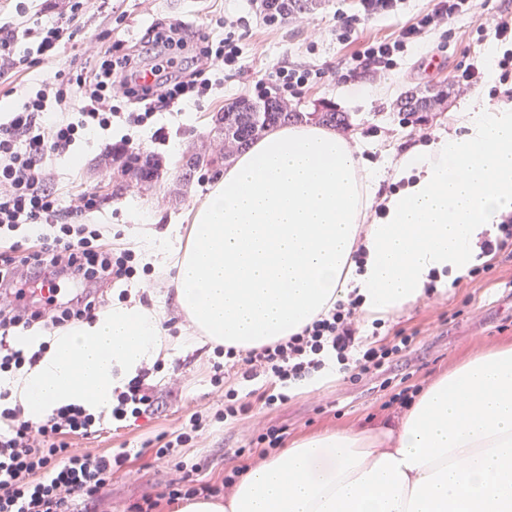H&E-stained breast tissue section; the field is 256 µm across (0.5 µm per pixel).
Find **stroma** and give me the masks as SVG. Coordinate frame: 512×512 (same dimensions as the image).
<instances>
[{
  "instance_id": "35a3bbf8",
  "label": "stroma",
  "mask_w": 512,
  "mask_h": 512,
  "mask_svg": "<svg viewBox=\"0 0 512 512\" xmlns=\"http://www.w3.org/2000/svg\"><path fill=\"white\" fill-rule=\"evenodd\" d=\"M354 5V0H314L309 11L267 26L254 0H89L87 9L73 22L79 38L63 46L62 59H79V39L84 35L121 39L130 45L156 23L178 19L193 27L216 25L224 18L233 22L228 32L235 36L239 59L235 67L219 75L205 97L183 102L180 110L157 113L142 127L113 125L78 141L71 154L53 159V187L61 201L83 191L95 193L99 208L88 216V223L124 247H137L138 231L148 226L161 230L170 224H190L214 175L197 173L190 181L177 180L182 163L190 153L212 146L217 117L237 98H255L256 80L279 64H303L323 71L322 79L291 96L290 108L314 112L329 104L346 113L349 124L341 129V136L364 142L372 160L404 153L448 133L452 113L469 102L453 90L457 69L469 63L482 66L491 49L500 48L491 15L499 10L512 12V0H491L487 9L455 21L452 33H429L423 43L399 54L395 67L381 77L350 75L352 54L363 43L395 38L430 2L405 0L401 13L367 23L350 43L338 42L327 30L337 8L350 10ZM58 13L55 0H0V25L44 26L53 23ZM228 32L217 25L214 30L220 38ZM434 58L441 66L432 70L427 63ZM52 72V65L43 64L0 78V113L9 112ZM412 90H430L443 95L445 101L425 113L423 121L408 119L396 103ZM159 128L165 134L161 140L153 137ZM126 134L146 142L148 155L159 159L161 169L152 181L121 176L119 163L113 162L109 146ZM170 276L164 268L137 274L126 286H106L104 299L114 301L124 291L143 305H162L170 334H178L189 330L190 323L168 287ZM400 331L414 335L415 340L389 364L385 377L354 379L335 366H326L290 385L284 402L268 406L257 401L240 420L212 422L189 443L184 460L200 463L201 479L222 480L239 463L260 464L254 447L264 429L283 430L287 440L293 441L370 419L382 421L396 414L389 401L402 389L425 388L465 356L512 343V259L496 260L489 273L464 278L432 297L404 306L386 318L380 334L390 339ZM214 348L213 341L200 335L168 358L156 360L148 379L155 394L151 414L121 427L104 423L102 431L89 438H70L69 450L74 454L107 455L116 448L133 452L126 466L89 502L86 512H125L130 503L165 492L180 473L174 460L156 457V436L176 433L194 412H216L225 390L234 389L241 395L253 390V383L233 372L225 376L222 388L212 386ZM240 448L245 455L239 459L234 452Z\"/></svg>"
}]
</instances>
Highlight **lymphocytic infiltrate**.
I'll return each instance as SVG.
<instances>
[{
    "mask_svg": "<svg viewBox=\"0 0 512 512\" xmlns=\"http://www.w3.org/2000/svg\"><path fill=\"white\" fill-rule=\"evenodd\" d=\"M84 2L64 0L61 22L39 29L32 55H15L19 31L1 25L0 69L26 71L57 57L60 44L75 35L70 22ZM404 3L360 0L357 12H337L330 34L347 41L359 25L399 13ZM477 7V0H435L395 39L364 44L351 58L353 71L390 70L396 55L428 33L450 28ZM141 43L140 52L123 53L118 44L103 38L85 39L79 71L58 69L0 122V292L14 297L12 303L0 305V376L34 366L43 355L39 348L16 347L15 328L50 331L90 319L102 303L100 283L127 281L137 273L132 249L113 246L99 229L81 223V216L98 207L95 194L84 191L71 198L76 223H54L59 197L50 186L48 161L68 153L84 136L110 129L114 120L141 126L187 95L207 94L210 74L235 65L238 58L231 37L215 42L208 33L178 21L148 28ZM147 72L153 81L145 85L141 79ZM117 98L135 100L144 109L118 111L113 105ZM33 281L71 284L75 291L53 309H40L24 301ZM358 312V298L351 293L299 333L246 351L219 346L215 353L231 360L243 380L261 377L277 385V392L259 395L268 405L284 401L288 385L332 363L358 378L383 373L413 338L363 334ZM153 403L147 377L140 374L113 399L107 416L68 404L35 422L11 403L8 391L0 390V512H76L80 498L93 496L111 482L130 453L122 449L100 456L72 454L68 437L94 435L106 419L122 423L140 418Z\"/></svg>",
    "mask_w": 512,
    "mask_h": 512,
    "instance_id": "f902f5d3",
    "label": "lymphocytic infiltrate"
}]
</instances>
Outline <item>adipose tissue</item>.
I'll use <instances>...</instances> for the list:
<instances>
[{
    "label": "adipose tissue",
    "instance_id": "obj_1",
    "mask_svg": "<svg viewBox=\"0 0 512 512\" xmlns=\"http://www.w3.org/2000/svg\"><path fill=\"white\" fill-rule=\"evenodd\" d=\"M452 126L372 168L331 129L276 127L225 168L188 229L142 235L141 259L172 269L195 331L238 349L300 332L347 287L365 319L385 317L431 277L480 265L481 237L512 213V101L453 113ZM384 174L395 188L363 224ZM174 345L160 309L116 301L6 386L35 420L70 403L96 410ZM177 512H512V345L464 359L381 425L293 442L247 469L227 504Z\"/></svg>",
    "mask_w": 512,
    "mask_h": 512
}]
</instances>
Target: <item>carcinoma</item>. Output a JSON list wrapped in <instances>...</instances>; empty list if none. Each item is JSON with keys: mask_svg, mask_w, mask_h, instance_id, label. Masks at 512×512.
I'll return each instance as SVG.
<instances>
[{"mask_svg": "<svg viewBox=\"0 0 512 512\" xmlns=\"http://www.w3.org/2000/svg\"><path fill=\"white\" fill-rule=\"evenodd\" d=\"M311 5L312 0H271L269 9L274 12L279 10L285 13H300L308 10ZM436 102L435 96H420L409 92L400 98L397 108L408 116H415L421 112L431 111ZM309 115L318 122L335 127L345 124L346 121L344 113L333 109L307 114L288 110V107L275 97L258 101L241 98L233 102L224 110V114L217 118L216 129L224 134V138L231 140L232 152L226 154L222 150L211 153L204 151L190 155L180 179H191L199 169L221 167L236 153L246 148L250 142L269 130L282 124L301 121Z\"/></svg>", "mask_w": 512, "mask_h": 512, "instance_id": "carcinoma-1", "label": "carcinoma"}]
</instances>
